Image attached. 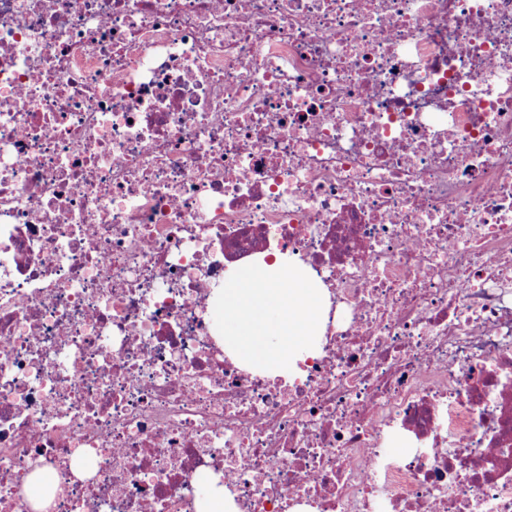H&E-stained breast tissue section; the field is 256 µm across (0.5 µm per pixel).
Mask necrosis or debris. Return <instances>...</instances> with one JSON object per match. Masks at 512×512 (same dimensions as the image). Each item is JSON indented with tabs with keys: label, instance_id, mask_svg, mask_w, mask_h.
Wrapping results in <instances>:
<instances>
[{
	"label": "necrosis or debris",
	"instance_id": "obj_1",
	"mask_svg": "<svg viewBox=\"0 0 512 512\" xmlns=\"http://www.w3.org/2000/svg\"><path fill=\"white\" fill-rule=\"evenodd\" d=\"M257 254L329 296L287 383L215 330ZM202 475L512 512V0H0V512Z\"/></svg>",
	"mask_w": 512,
	"mask_h": 512
}]
</instances>
